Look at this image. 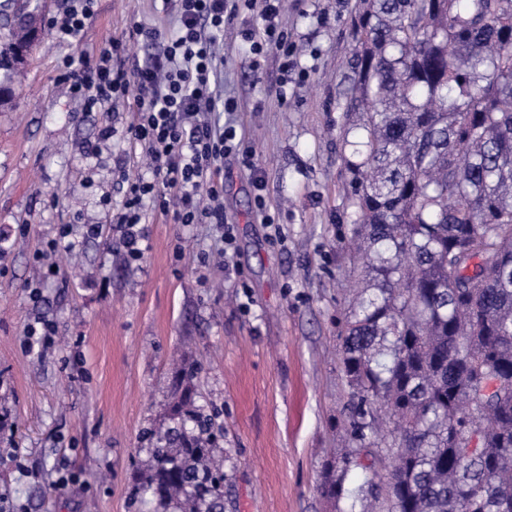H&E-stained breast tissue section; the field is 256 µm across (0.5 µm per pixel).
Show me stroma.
Returning a JSON list of instances; mask_svg holds the SVG:
<instances>
[{
    "instance_id": "obj_1",
    "label": "stroma",
    "mask_w": 512,
    "mask_h": 512,
    "mask_svg": "<svg viewBox=\"0 0 512 512\" xmlns=\"http://www.w3.org/2000/svg\"><path fill=\"white\" fill-rule=\"evenodd\" d=\"M357 0H288L282 26L297 47L250 67L243 10L224 27V94L234 98L255 169L224 162V210L235 226L229 264L209 260L212 225L151 212L148 248L128 265L112 231L86 238L79 268L45 278L34 255L59 225L101 224L119 172L136 177L130 112H87L60 78L63 54L86 56L134 24L161 25L153 0H97L83 41L32 49L0 106V512H137L146 430L167 415L183 369L197 365L195 404L224 427V512H346L316 485L348 414L338 330L360 267L344 164L343 113ZM287 99H280V88ZM116 134L100 145L105 125ZM278 217L264 224L254 173ZM55 333L28 346V326ZM73 481L59 485L61 473Z\"/></svg>"
}]
</instances>
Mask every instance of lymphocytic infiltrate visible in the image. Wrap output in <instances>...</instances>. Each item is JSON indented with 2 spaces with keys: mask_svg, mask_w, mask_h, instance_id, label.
Segmentation results:
<instances>
[{
  "mask_svg": "<svg viewBox=\"0 0 512 512\" xmlns=\"http://www.w3.org/2000/svg\"><path fill=\"white\" fill-rule=\"evenodd\" d=\"M171 15L169 27L135 25L129 37L163 42L162 51L144 60L129 59L125 40L107 38L95 53L81 59L63 57L59 70L71 96L86 111L111 108L117 101L132 104L134 119L127 132L142 149L148 176L127 181L123 199L112 210L128 263L141 260L144 236L140 226L150 211L186 227L212 224L220 230L221 256H228L234 226L224 212V159L240 157L253 166L244 132L235 124H219L212 112L233 113L237 104L221 89L219 38L226 21L236 15L230 0H161ZM257 10L261 21L246 30L253 59L274 53L283 67L293 64L294 46L278 24L285 0H242ZM95 0H67L49 20L57 42L82 40ZM128 37V38H129Z\"/></svg>",
  "mask_w": 512,
  "mask_h": 512,
  "instance_id": "f902f5d3",
  "label": "lymphocytic infiltrate"
}]
</instances>
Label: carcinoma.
Returning a JSON list of instances; mask_svg holds the SVG:
<instances>
[{
	"label": "carcinoma",
	"mask_w": 512,
	"mask_h": 512,
	"mask_svg": "<svg viewBox=\"0 0 512 512\" xmlns=\"http://www.w3.org/2000/svg\"><path fill=\"white\" fill-rule=\"evenodd\" d=\"M22 31L0 33L1 103ZM354 34L362 278L344 447L317 490L348 512H512V0H359ZM192 395L148 434L134 497L152 512H224V429Z\"/></svg>",
	"instance_id": "cac0c4a2"
}]
</instances>
